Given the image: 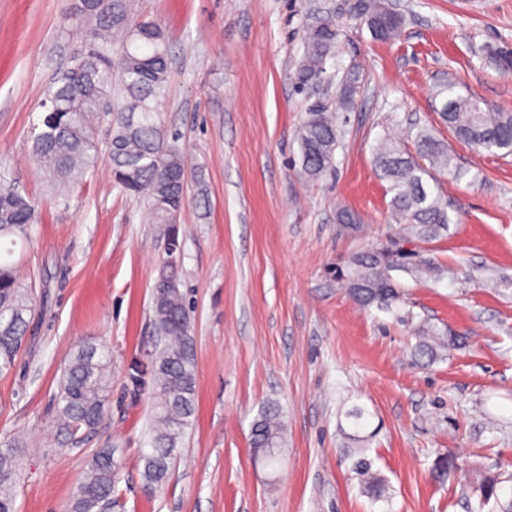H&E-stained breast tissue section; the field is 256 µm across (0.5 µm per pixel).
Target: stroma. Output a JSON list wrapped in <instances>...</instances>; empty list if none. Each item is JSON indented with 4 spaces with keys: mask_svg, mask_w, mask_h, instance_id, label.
I'll list each match as a JSON object with an SVG mask.
<instances>
[{
    "mask_svg": "<svg viewBox=\"0 0 512 512\" xmlns=\"http://www.w3.org/2000/svg\"><path fill=\"white\" fill-rule=\"evenodd\" d=\"M356 0H131L130 14L166 32L169 81L160 106L190 170H203L208 202L188 201L178 221L181 290L192 307L197 412L168 481L145 490L151 399L130 400L133 360L153 348L152 286L163 225L112 180L106 148L79 186L51 185L30 155L48 84L80 48L84 28L68 0H0V170L34 199L42 221L12 259L35 283L36 329L0 373V442L24 443L16 512H73L90 456L120 462L113 512H492L484 478L512 498V155L477 153L454 138L434 93L460 94L512 113V71L487 56L512 49V0H385L404 25L375 40ZM339 25L331 75L360 68L362 84L342 129L334 169L301 171L296 130L336 84L296 90L306 28ZM428 127L466 176L435 172L453 208L430 239L408 234L389 207L374 164L389 138L414 152ZM360 222L346 227L340 209ZM404 241L438 267L399 272V314L362 309L332 275L362 249ZM426 322L459 342L433 363L416 359ZM110 355V410L84 445H63L52 399L69 353L83 341ZM269 401L287 428L277 469L254 459L251 424ZM366 412L372 470L386 484L375 502L352 470V407ZM461 467L441 482L439 457Z\"/></svg>",
    "mask_w": 512,
    "mask_h": 512,
    "instance_id": "35a3bbf8",
    "label": "stroma"
}]
</instances>
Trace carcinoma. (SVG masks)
Wrapping results in <instances>:
<instances>
[{
    "label": "carcinoma",
    "instance_id": "carcinoma-1",
    "mask_svg": "<svg viewBox=\"0 0 512 512\" xmlns=\"http://www.w3.org/2000/svg\"><path fill=\"white\" fill-rule=\"evenodd\" d=\"M358 12L371 35L390 40L401 31L402 17L381 0H358ZM68 16L87 28L83 49L45 90L44 115L34 126L31 155L50 181L75 185L94 166L98 125L109 118L107 147L116 185L141 199L153 222L166 226L162 271L154 289V327L161 343L149 358V372L133 370L128 388L133 398L145 391L152 397L151 450L142 456L141 479L148 489L166 483L182 438L196 416L195 361L190 336L191 315L181 293L178 265L168 263L181 251L179 225L172 221L190 196L206 201L202 176L188 175L182 154L171 147L159 116V103L169 79L168 43L154 21L129 18L127 0H69ZM337 39L336 23L322 19L307 28L304 52L296 71V84L305 89L320 80ZM363 80L353 68L342 81L338 98L349 106ZM456 83L439 87L440 118L454 137L477 150L512 154V113L490 112L471 96L455 93ZM302 170L312 180L333 168L339 134L336 118L322 103L311 105L297 131ZM416 155L389 141L375 155L376 167L389 181L392 216L428 237L442 224L451 223L450 204L441 193L428 190L424 176L446 171L456 179L465 171L453 163L446 146L428 129L415 134ZM426 160V168L419 160ZM35 202L0 173V239H25L38 223ZM415 278L432 277L436 266L420 253L405 251L396 242L378 244L353 255L346 268L336 267V279L363 307L387 312L401 303L392 272ZM34 312L32 287L20 282L8 259L0 257V372L11 369L19 355ZM414 355L434 360L455 344L448 331L423 324L417 331ZM112 374L107 351L94 343L80 345L64 366L55 397L57 432L68 445L93 433L106 415ZM250 445L267 467H275L286 447L278 406L267 403L251 426ZM16 440L0 445V512H15V489L20 467ZM371 497L384 496L382 479L361 457L353 464ZM118 477L114 451L102 448L87 463L78 489L74 512H112ZM483 503H495L499 512H512V499L501 501L498 481L485 479L479 487Z\"/></svg>",
    "mask_w": 512,
    "mask_h": 512
}]
</instances>
